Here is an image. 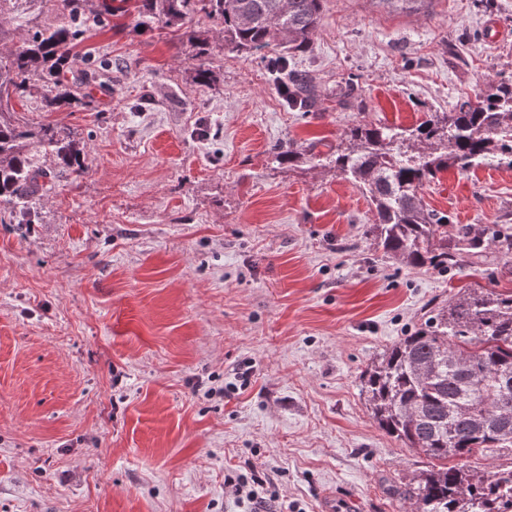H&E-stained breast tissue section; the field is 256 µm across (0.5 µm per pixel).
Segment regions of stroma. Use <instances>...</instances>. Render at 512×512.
<instances>
[{"label": "stroma", "mask_w": 512, "mask_h": 512, "mask_svg": "<svg viewBox=\"0 0 512 512\" xmlns=\"http://www.w3.org/2000/svg\"><path fill=\"white\" fill-rule=\"evenodd\" d=\"M55 21L16 0L4 43ZM80 49L112 61L99 111L23 117L83 141L85 172L44 158L35 223H0V512H412L396 490L429 461L378 428L360 374L465 289L512 292V251L445 272L384 255L358 187L308 158L512 76V0H323L291 58L305 113L258 56L214 52L200 85L128 17ZM423 200L476 233L512 223V169H449ZM251 474L265 497L238 503Z\"/></svg>", "instance_id": "35a3bbf8"}]
</instances>
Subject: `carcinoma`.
Segmentation results:
<instances>
[{"label":"carcinoma","instance_id":"1","mask_svg":"<svg viewBox=\"0 0 512 512\" xmlns=\"http://www.w3.org/2000/svg\"><path fill=\"white\" fill-rule=\"evenodd\" d=\"M143 31L167 29L189 44L195 80L212 77L213 45L194 19L219 27L222 44L265 58L288 90L289 106L313 111L315 87L288 68L284 53L308 50L322 22L323 0H123ZM60 21L39 26L19 45L0 52V208L35 203L48 187L41 158L80 176L86 146L51 122L16 117V105L39 99L41 112L94 109L82 87L95 82L105 61L78 45L91 29L110 24L102 0H57ZM86 64L80 80L69 77ZM317 161L358 184L373 206L366 234L383 252L437 270L479 259L491 245L512 247V225L495 224L486 238L426 207L422 191L450 168L487 164L512 169V78L489 82L477 102L458 101L427 112L410 129L355 122L336 149ZM373 419L431 467L400 492L414 512H512V471L478 475L463 460L489 448L512 447V293L472 289L430 311L410 335L388 348L360 376Z\"/></svg>","mask_w":512,"mask_h":512}]
</instances>
